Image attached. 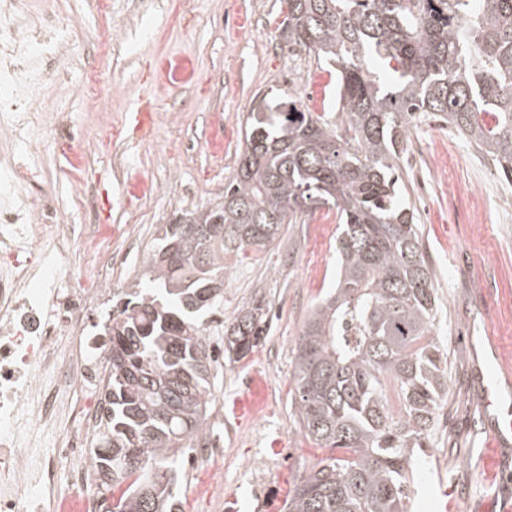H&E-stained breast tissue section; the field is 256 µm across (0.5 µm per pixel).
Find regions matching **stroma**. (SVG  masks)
I'll use <instances>...</instances> for the list:
<instances>
[{"label":"stroma","mask_w":512,"mask_h":512,"mask_svg":"<svg viewBox=\"0 0 512 512\" xmlns=\"http://www.w3.org/2000/svg\"><path fill=\"white\" fill-rule=\"evenodd\" d=\"M60 16L62 38L44 99L76 136H43L37 152L0 133V159L33 153L42 190L67 224H100L126 243L119 287L144 284L143 260L174 211L217 201L245 148V130L271 89L334 116L335 79L280 38L285 0H111L106 26L85 0H27ZM422 233L438 314L433 334L448 354V400L431 446L414 464L413 512H504L480 403L488 366L512 371V223L499 221L502 180L445 123L411 128L402 157ZM337 216L297 214L283 236L224 284V308L208 317L213 339L248 304L268 312L266 333L240 361L221 358L206 422L182 458L184 512H284L290 489L322 453L298 426L294 357L315 299L336 271ZM502 345L498 360L486 337ZM257 410L236 420V398Z\"/></svg>","instance_id":"obj_1"}]
</instances>
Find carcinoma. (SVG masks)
<instances>
[{
	"label": "carcinoma",
	"instance_id": "1",
	"mask_svg": "<svg viewBox=\"0 0 512 512\" xmlns=\"http://www.w3.org/2000/svg\"><path fill=\"white\" fill-rule=\"evenodd\" d=\"M280 36L336 66L330 122L298 95L264 101L214 204L162 225L144 259L154 294L112 318L110 408L93 449L110 512H183L177 465L202 429L213 356L205 318L233 268L303 209L336 208V288L318 299L294 361L298 421L328 451L286 512H411L413 451L448 397L432 335L437 296L400 167L411 122L431 113L512 182V0H287ZM263 307L224 327L239 361ZM396 396L399 408L391 403Z\"/></svg>",
	"mask_w": 512,
	"mask_h": 512
}]
</instances>
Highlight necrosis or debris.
I'll return each mask as SVG.
<instances>
[{
  "label": "necrosis or debris",
  "instance_id": "1",
  "mask_svg": "<svg viewBox=\"0 0 512 512\" xmlns=\"http://www.w3.org/2000/svg\"><path fill=\"white\" fill-rule=\"evenodd\" d=\"M55 31L54 17L30 14L25 0H0V125L14 139L34 140L44 128L34 106L49 62L44 37ZM8 169L0 181V512H58L63 481L81 492V512H104L93 450L110 364L89 319L116 295L112 269L124 243L90 224L32 223L40 171L25 155ZM47 429L58 434L50 451Z\"/></svg>",
  "mask_w": 512,
  "mask_h": 512
}]
</instances>
